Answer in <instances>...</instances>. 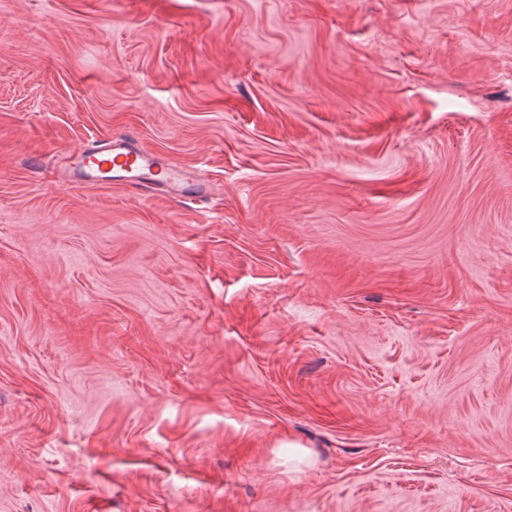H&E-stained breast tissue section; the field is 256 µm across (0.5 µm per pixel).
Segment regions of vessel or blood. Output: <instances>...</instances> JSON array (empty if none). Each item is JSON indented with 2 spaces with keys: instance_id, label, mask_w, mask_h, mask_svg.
<instances>
[{
  "instance_id": "vessel-or-blood-1",
  "label": "vessel or blood",
  "mask_w": 512,
  "mask_h": 512,
  "mask_svg": "<svg viewBox=\"0 0 512 512\" xmlns=\"http://www.w3.org/2000/svg\"><path fill=\"white\" fill-rule=\"evenodd\" d=\"M70 157L73 176L85 184L100 181L112 173L133 187L155 183L165 186L174 197L182 196L190 186L194 187L196 196L206 194L205 187L195 182L191 171L174 160L139 146L128 136L113 137L90 149H75Z\"/></svg>"
}]
</instances>
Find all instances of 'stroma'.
Returning <instances> with one entry per match:
<instances>
[{
    "label": "stroma",
    "mask_w": 512,
    "mask_h": 512,
    "mask_svg": "<svg viewBox=\"0 0 512 512\" xmlns=\"http://www.w3.org/2000/svg\"><path fill=\"white\" fill-rule=\"evenodd\" d=\"M0 512H512V0H0ZM72 174L84 184L102 180L108 174L123 178L133 187L154 185L167 186L171 196L182 197L187 187L195 188V196H205L203 184L194 180L191 171L180 163L147 150L129 136H116L112 140L91 149H74Z\"/></svg>",
    "instance_id": "obj_1"
}]
</instances>
